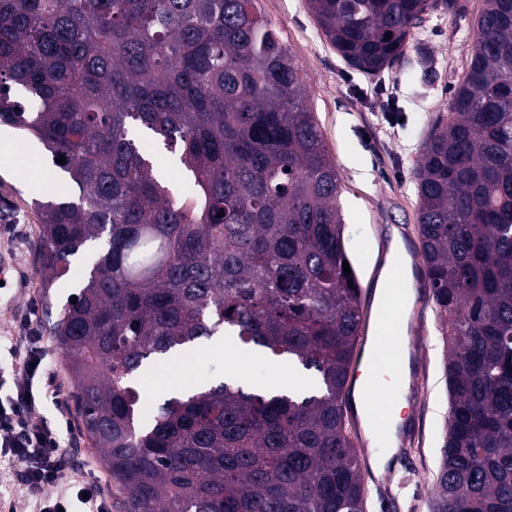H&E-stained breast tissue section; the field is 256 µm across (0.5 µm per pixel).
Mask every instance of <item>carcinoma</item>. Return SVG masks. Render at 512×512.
Returning a JSON list of instances; mask_svg holds the SVG:
<instances>
[{
	"label": "carcinoma",
	"mask_w": 512,
	"mask_h": 512,
	"mask_svg": "<svg viewBox=\"0 0 512 512\" xmlns=\"http://www.w3.org/2000/svg\"><path fill=\"white\" fill-rule=\"evenodd\" d=\"M352 69L398 61L460 0H306ZM416 169L447 350L432 512H512V0H485ZM258 0H0V123L78 188L39 204L42 284L84 257L51 332L128 512H363L343 407L364 319L342 185L307 78ZM311 373L143 387L218 333Z\"/></svg>",
	"instance_id": "obj_1"
}]
</instances>
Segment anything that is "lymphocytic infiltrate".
Masks as SVG:
<instances>
[{
	"label": "lymphocytic infiltrate",
	"mask_w": 512,
	"mask_h": 512,
	"mask_svg": "<svg viewBox=\"0 0 512 512\" xmlns=\"http://www.w3.org/2000/svg\"><path fill=\"white\" fill-rule=\"evenodd\" d=\"M28 343L23 358L28 383L6 402H0V453L24 463L25 481L32 493L58 487V494L45 499L40 512H73L77 502L82 512H108L97 484L66 481L68 460L59 435L34 419L41 400L55 397L57 390L44 364L45 354L36 346V337H29Z\"/></svg>",
	"instance_id": "obj_1"
}]
</instances>
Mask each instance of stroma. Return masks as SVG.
<instances>
[{
	"label": "stroma",
	"mask_w": 512,
	"mask_h": 512,
	"mask_svg": "<svg viewBox=\"0 0 512 512\" xmlns=\"http://www.w3.org/2000/svg\"><path fill=\"white\" fill-rule=\"evenodd\" d=\"M451 16L429 15L406 50L404 62L375 76L349 68L322 35L306 0H259L308 79L307 101L315 113L341 178L345 247L355 262L364 296L376 292L374 273L380 244L400 240L418 270L417 198L414 168L438 116L447 114L453 88L465 74L473 31L484 0H462ZM70 198L78 189L36 140L14 136L0 155V254L37 269L40 218L37 201L47 194ZM74 275L50 288L33 283L11 313L0 314V398L15 395L26 382L21 359L9 346L19 336H38L58 388L56 401H43L35 416L63 427L62 446L73 477L95 482L109 512H125L126 495L102 466L85 436L73 400L67 362L50 325L71 294ZM416 356L407 397V422L398 452L384 475L365 480L366 512H431L448 422V381L440 318L427 290L417 289L408 323ZM284 360L238 357L234 345L201 349L187 370L198 382L227 376L256 385H276L287 373ZM19 462L0 457V512H39Z\"/></svg>",
	"instance_id": "stroma-1"
}]
</instances>
